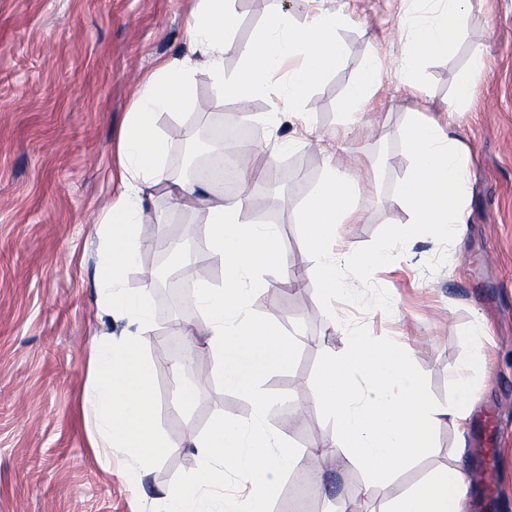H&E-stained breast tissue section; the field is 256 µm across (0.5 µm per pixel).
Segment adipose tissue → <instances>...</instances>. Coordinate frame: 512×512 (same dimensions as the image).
I'll use <instances>...</instances> for the list:
<instances>
[{"instance_id":"1","label":"adipose tissue","mask_w":512,"mask_h":512,"mask_svg":"<svg viewBox=\"0 0 512 512\" xmlns=\"http://www.w3.org/2000/svg\"><path fill=\"white\" fill-rule=\"evenodd\" d=\"M415 11L403 22L397 52V78L404 91L416 90L417 63L429 53H449L448 40L470 9L472 0H410ZM346 16L321 10L304 22L282 10L273 15L252 42L241 45L230 35L233 19L224 0H196L187 21L186 52L182 59L163 64L137 91L119 136L120 194L105 209L100 222L104 250L95 281L102 304L120 318L140 328L150 324L146 289L130 291L123 282L136 266L141 250L137 226L141 218L142 186L166 181L167 134L161 114L178 118L181 110L196 105L190 73L196 57H203L223 92L241 104L256 98H275L276 110L300 112L310 86L346 60L348 48L336 37ZM240 54L241 70L224 77L226 53ZM383 88V71L371 63L340 103L345 114L365 112ZM403 136L413 155V168L403 180L396 202L411 211L412 224H433L446 239L458 240L468 214L463 200L467 149L423 110L410 112ZM375 171L373 161L349 167L328 158L323 175L307 199L301 222L306 227L305 249L299 257L304 278L321 296L344 287L343 268L348 254L335 251L342 225L357 221L356 195L360 179ZM202 180L181 181L175 188L179 202H202L207 210L206 243L224 263V284L199 287L198 303L207 317L204 343L224 385L251 397L257 408L265 398L258 381L285 367L297 351L291 337L247 311L249 299L269 286L263 272L279 264V233L271 224H242V202L220 195L203 196ZM400 344L378 346L348 334L340 355L330 356L316 380V402L337 422L338 434L320 440L315 453L333 455L364 467L379 484H389L414 457L429 451L432 426L441 420L464 428L477 400L478 389L468 377L457 383L453 402L431 404ZM93 381L85 398L96 438L95 447L123 448L143 460L167 453L154 421L152 368L135 340L97 343L92 353ZM200 453L212 459L195 483L168 495L165 512H209L204 488L232 472L252 488L243 500L230 501L232 512H268L282 475L296 457L291 448L267 431L259 419L235 425L216 422L198 443ZM472 476L461 452L448 466L387 502L379 512H465L472 491Z\"/></svg>"}]
</instances>
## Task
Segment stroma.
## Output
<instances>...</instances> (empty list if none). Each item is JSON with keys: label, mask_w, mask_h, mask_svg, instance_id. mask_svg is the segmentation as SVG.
<instances>
[{"label": "stroma", "mask_w": 512, "mask_h": 512, "mask_svg": "<svg viewBox=\"0 0 512 512\" xmlns=\"http://www.w3.org/2000/svg\"><path fill=\"white\" fill-rule=\"evenodd\" d=\"M194 0H0V512H162L164 497L205 464L194 440L217 420L233 424L255 414L252 398L225 389L202 337H189L197 363L180 370L198 379L193 403L180 409L172 357L156 337L161 288L182 266L198 267L197 283L224 282V263L209 253L206 213L175 203L168 185L146 189L137 267L124 285L147 288L149 330L136 341L154 375L155 423L171 453L142 463L123 449L91 445L84 412L92 342L129 331L97 299V234L118 190V135L145 76L181 57L185 20ZM235 38L248 43L279 9L305 21L317 9L342 10L337 36L345 63L321 76L303 104L304 119L256 126L247 151L256 179L240 219L258 223L275 213L282 254L293 265L305 243L301 212L327 159L309 143L279 150L277 140L335 138L336 157L371 158L378 176L360 182V218L343 225L339 249L354 262L346 289L324 302L311 287L276 289L278 268L265 271L272 287L249 301L254 317L299 341L288 368L264 377L266 428L300 453L282 477L270 512H283L298 480L318 483L321 495L306 512H337L350 494L379 507L446 466L457 434L448 421L432 429L430 451L389 485L367 471L310 451L336 434L334 418L315 404L314 381L330 352H342L347 333L375 344L401 343L425 396L444 406L454 395L458 369L475 346L490 360L473 377L482 390L468 425L465 461L483 471L473 512H512V0H472L451 38L449 54L426 55L419 82L439 122L450 123L468 148V224L449 242L428 227L415 240L400 236L411 213L392 202L413 165L401 132L411 108L398 87L395 53L405 11L402 0H233ZM485 70L472 95L455 111L453 90L474 56ZM384 85L371 109L349 119L339 108L347 88L373 60ZM198 104L179 119L162 117L169 136L167 173L176 170L182 144L197 140L212 116L268 113L272 100L243 107L222 100L206 64L191 73ZM186 238L183 256L160 251V231ZM389 248V261L361 269V260Z\"/></svg>", "instance_id": "1"}]
</instances>
